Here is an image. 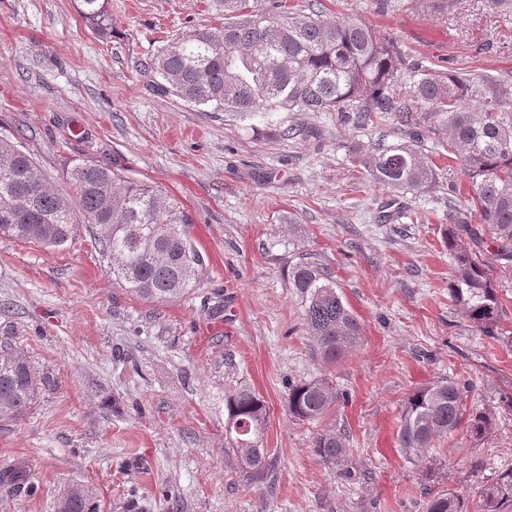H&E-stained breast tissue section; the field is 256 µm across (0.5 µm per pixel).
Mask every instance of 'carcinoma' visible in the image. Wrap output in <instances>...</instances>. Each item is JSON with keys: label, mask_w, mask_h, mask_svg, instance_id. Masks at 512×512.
I'll use <instances>...</instances> for the list:
<instances>
[{"label": "carcinoma", "mask_w": 512, "mask_h": 512, "mask_svg": "<svg viewBox=\"0 0 512 512\" xmlns=\"http://www.w3.org/2000/svg\"><path fill=\"white\" fill-rule=\"evenodd\" d=\"M272 9L249 0H224V27L194 28L161 48L150 67L155 88L195 107L235 112L273 122L277 112L336 113V120L359 128L402 119L416 105L429 107L433 125L448 133V150L461 161L472 187L471 214H448L444 243L454 274L448 295L474 328L496 335L502 304L493 281L492 256L512 264V83H489L473 74L430 71L417 63L418 76L406 99L397 93L406 64L398 42L381 39L363 23L331 22L315 3L291 9L271 0ZM107 0H80V14L101 36L112 28ZM477 100L478 107L468 105ZM352 158L375 183L398 192L436 184L437 173L420 150V133L400 132V140L375 150L360 146ZM69 189L49 185L30 154L0 137V239L62 246L91 229L109 260L112 280L126 292L152 303L183 297L199 278L201 254L187 231L178 202L156 186L132 181L117 170L89 160L67 170ZM302 301L305 329L321 358L333 363L361 335L357 319L336 290L331 272L316 262H301L289 276ZM37 396L35 374L26 355L0 341V419L22 418ZM337 399L322 379L288 385V412L300 421H319ZM463 389L451 379L410 393L398 421V446L417 457L435 439L453 432L462 420ZM226 431L237 467L264 478L268 449L265 401L250 387L224 394ZM495 412L473 411L467 432L484 439L495 426ZM312 451L323 463L347 461L346 438L333 428L319 433ZM35 491L29 474L18 468L0 472V486ZM68 512H88L80 487ZM426 512H512V470L484 486L471 503L452 492L436 493Z\"/></svg>", "instance_id": "cac0c4a2"}]
</instances>
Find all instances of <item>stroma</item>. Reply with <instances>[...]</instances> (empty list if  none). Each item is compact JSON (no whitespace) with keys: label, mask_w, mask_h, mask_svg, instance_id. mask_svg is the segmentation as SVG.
Masks as SVG:
<instances>
[{"label":"stroma","mask_w":512,"mask_h":512,"mask_svg":"<svg viewBox=\"0 0 512 512\" xmlns=\"http://www.w3.org/2000/svg\"><path fill=\"white\" fill-rule=\"evenodd\" d=\"M99 36L79 0H0V136L17 137L44 178L92 160L157 186L187 215L201 253L188 294L150 303L113 284L88 229L55 248L0 240V340L29 357L38 395L0 421V471L27 470L36 493L0 487V512H57L80 485L93 512H423L428 494L475 496L512 469V266L495 265L503 312L484 336L448 296V210L468 178L444 131H424L433 189L401 194L352 163L354 146L393 142L396 122L340 125L282 112L279 126L202 112L159 93L147 67L189 29L224 26V0H108ZM324 19L363 22L396 40L411 89L419 62L512 81V14L455 0L447 14L391 0H321ZM313 136L288 139L292 122ZM336 278L362 335L326 364L288 274L303 260ZM324 379L331 412L303 422L288 384ZM465 386V412L496 417L485 440L466 427L416 460L398 447L405 397L442 379ZM245 384L265 401L273 466L255 482L234 464L224 394ZM345 433L348 475L312 452Z\"/></svg>","instance_id":"35a3bbf8"}]
</instances>
